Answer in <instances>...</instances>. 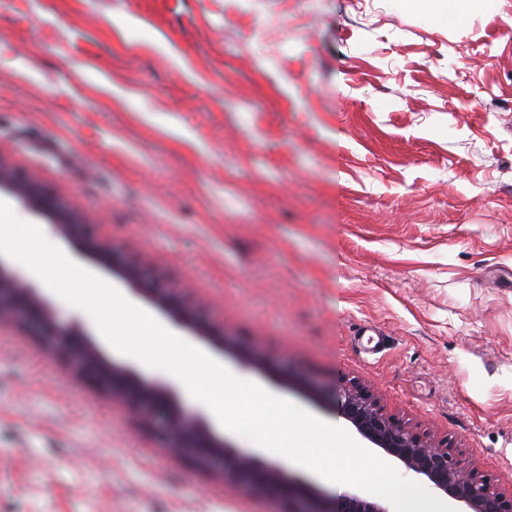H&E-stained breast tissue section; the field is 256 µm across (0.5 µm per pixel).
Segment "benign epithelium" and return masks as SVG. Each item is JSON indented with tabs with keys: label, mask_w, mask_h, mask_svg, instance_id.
I'll list each match as a JSON object with an SVG mask.
<instances>
[{
	"label": "benign epithelium",
	"mask_w": 512,
	"mask_h": 512,
	"mask_svg": "<svg viewBox=\"0 0 512 512\" xmlns=\"http://www.w3.org/2000/svg\"><path fill=\"white\" fill-rule=\"evenodd\" d=\"M0 194L48 220L50 232L73 254L116 278L133 297L163 314L190 337L253 370L278 388H296L318 399L346 419L370 443L397 459L447 497L466 505V512H512L507 496L462 459L446 439L420 434L388 415L378 400L355 381L328 388L305 373L271 367L270 359L240 341L229 339L224 323L210 314L189 289L168 282L120 242L98 235L74 205L19 172L0 157ZM33 338L63 369L107 397L151 438L156 447L221 483H235L251 496L267 497L277 512H387L364 494L329 495L257 452H245L170 382L145 376L121 360H109L88 327L68 318L49 295L0 254V329Z\"/></svg>",
	"instance_id": "7a95c632"
}]
</instances>
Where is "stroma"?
<instances>
[{
	"label": "stroma",
	"mask_w": 512,
	"mask_h": 512,
	"mask_svg": "<svg viewBox=\"0 0 512 512\" xmlns=\"http://www.w3.org/2000/svg\"><path fill=\"white\" fill-rule=\"evenodd\" d=\"M0 155L512 490V0H0ZM273 509L0 330V512ZM416 9L426 12L436 24L448 27H465L483 0H411ZM430 3V6L427 4Z\"/></svg>",
	"instance_id": "stroma-1"
}]
</instances>
